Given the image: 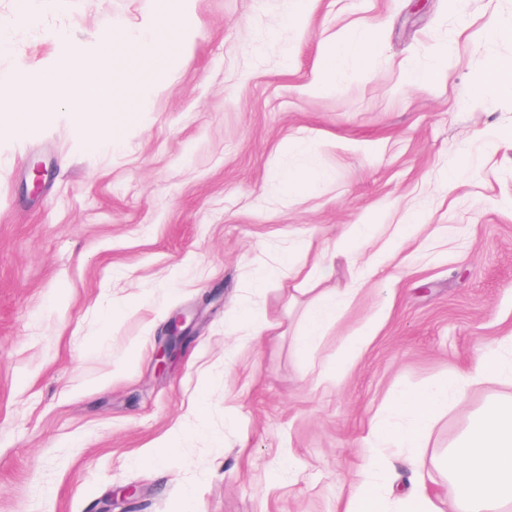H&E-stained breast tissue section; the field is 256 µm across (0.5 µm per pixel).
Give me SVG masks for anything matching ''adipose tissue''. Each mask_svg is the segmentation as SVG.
I'll list each match as a JSON object with an SVG mask.
<instances>
[{
	"label": "adipose tissue",
	"mask_w": 512,
	"mask_h": 512,
	"mask_svg": "<svg viewBox=\"0 0 512 512\" xmlns=\"http://www.w3.org/2000/svg\"><path fill=\"white\" fill-rule=\"evenodd\" d=\"M379 51L375 26L363 24L351 37L324 48L322 68L309 84V92L335 84L343 63H351L358 71L367 70ZM373 237V222L352 225L341 234L335 248L324 249L312 266L286 256L277 264L262 267L255 287L263 290L283 279L303 275L324 277L333 269L337 254H359L362 245ZM509 347L512 336L484 352L464 372L402 392L379 409L363 438V463L342 512H512V403L476 418L466 436L440 458V468L457 490L447 508H440L429 493L428 475L416 457L411 461L408 493L392 498L388 483L394 451L406 448L416 454L449 404L461 399L465 387L498 382L512 373V358L505 354Z\"/></svg>",
	"instance_id": "1"
}]
</instances>
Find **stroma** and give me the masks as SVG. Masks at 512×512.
Here are the masks:
<instances>
[{"mask_svg": "<svg viewBox=\"0 0 512 512\" xmlns=\"http://www.w3.org/2000/svg\"><path fill=\"white\" fill-rule=\"evenodd\" d=\"M289 0H194V36L151 92L153 110L126 126L121 152L93 147L63 95L0 98L34 112L35 132L0 126V512H340L371 416L399 391L449 378L512 334V148L485 149L489 125L512 127V96L471 100L485 57L512 56V35L486 41L512 0H312L287 25ZM156 0H47L19 22L22 0H0L13 51L0 70L41 81L65 62V32L86 49L117 23L134 27ZM378 25L369 70L316 93L326 42ZM453 43L429 86L403 67H428ZM316 142L311 154L289 139ZM470 154L474 178L448 185ZM52 176L32 195L31 165ZM317 178L288 197L276 171ZM423 227L328 324L313 353L294 339L318 296H344L360 264L340 256L310 283L252 286L253 259L302 242L314 261L342 226L373 218L389 234L404 208ZM276 323L275 337L240 343L243 301ZM386 315L359 360L323 380L378 308ZM191 332L175 365L154 366L169 319ZM512 384L473 386L434 428L422 463L443 500L456 488L439 458ZM207 431L152 461L143 448L198 403ZM293 471L280 467L283 450ZM136 486L128 499L112 490Z\"/></svg>", "mask_w": 512, "mask_h": 512, "instance_id": "1", "label": "stroma"}]
</instances>
